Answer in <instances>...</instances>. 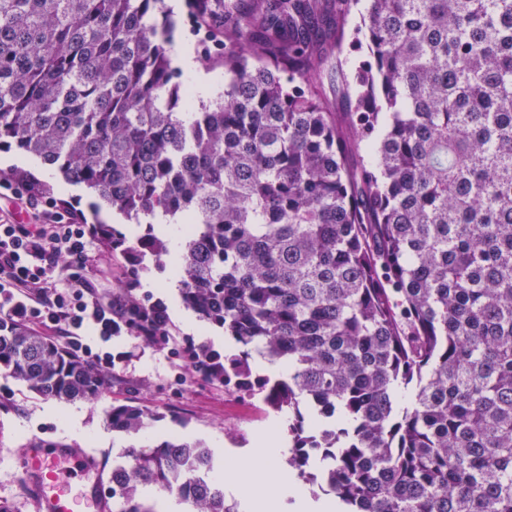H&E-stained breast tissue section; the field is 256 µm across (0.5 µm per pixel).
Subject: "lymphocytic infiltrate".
<instances>
[{
  "instance_id": "lymphocytic-infiltrate-1",
  "label": "lymphocytic infiltrate",
  "mask_w": 512,
  "mask_h": 512,
  "mask_svg": "<svg viewBox=\"0 0 512 512\" xmlns=\"http://www.w3.org/2000/svg\"><path fill=\"white\" fill-rule=\"evenodd\" d=\"M10 196L19 208L51 214V223H0V318L31 325L43 336H64L67 351L110 376L111 352L89 343H104L122 333L112 317V298L101 294L85 276L95 237L90 225L52 212L51 202L33 200L22 188Z\"/></svg>"
}]
</instances>
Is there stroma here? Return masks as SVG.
I'll use <instances>...</instances> for the list:
<instances>
[{"mask_svg":"<svg viewBox=\"0 0 512 512\" xmlns=\"http://www.w3.org/2000/svg\"><path fill=\"white\" fill-rule=\"evenodd\" d=\"M172 267L150 266L139 279L140 293L165 304L174 336H190L208 343L223 354H234L237 344L223 329L198 321L188 330L190 311L179 293L169 291ZM113 353L124 355L97 398L57 402L28 391L20 382L0 373V502L14 512H36L24 489L21 462L32 437L65 440L89 449L113 466L123 459L124 448H151L165 440H200L220 462L248 451L253 434L270 427L278 413L259 399L230 394L195 376H186L181 386L172 379L179 369L167 352L133 336L113 338ZM116 404L146 406L157 414L142 433L126 435L113 431L109 413Z\"/></svg>","mask_w":512,"mask_h":512,"instance_id":"1","label":"stroma"}]
</instances>
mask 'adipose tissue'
Listing matches in <instances>:
<instances>
[{
    "mask_svg": "<svg viewBox=\"0 0 512 512\" xmlns=\"http://www.w3.org/2000/svg\"><path fill=\"white\" fill-rule=\"evenodd\" d=\"M167 48L175 66L190 79L197 96L207 98L218 79L202 68L193 46L176 34ZM281 443L277 431H258L252 448L225 467V490L237 497L244 512H284L288 504L293 512H335V503L312 501L301 491L296 476L280 467Z\"/></svg>",
    "mask_w": 512,
    "mask_h": 512,
    "instance_id": "1",
    "label": "adipose tissue"
}]
</instances>
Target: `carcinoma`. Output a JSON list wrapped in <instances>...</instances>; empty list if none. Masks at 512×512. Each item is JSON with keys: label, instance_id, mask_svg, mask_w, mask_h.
<instances>
[{"label": "carcinoma", "instance_id": "cac0c4a2", "mask_svg": "<svg viewBox=\"0 0 512 512\" xmlns=\"http://www.w3.org/2000/svg\"><path fill=\"white\" fill-rule=\"evenodd\" d=\"M185 0L220 47L224 93L197 112L171 65L163 0H0V149L90 191L144 232L93 225L128 263L112 311L137 336L133 287L188 227L183 304L240 346L185 370L288 414V467L342 512H512V0ZM346 111L319 91L333 56ZM0 179L37 199L25 170ZM168 325L149 345L173 350ZM285 363L261 375L253 351ZM0 372L61 401L100 372L31 327L0 328ZM157 415L112 406V430ZM112 512H239L200 442L130 447Z\"/></svg>", "mask_w": 512, "mask_h": 512}]
</instances>
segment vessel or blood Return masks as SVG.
<instances>
[{"label": "vessel or blood", "mask_w": 512, "mask_h": 512, "mask_svg": "<svg viewBox=\"0 0 512 512\" xmlns=\"http://www.w3.org/2000/svg\"><path fill=\"white\" fill-rule=\"evenodd\" d=\"M72 464L94 475L90 491H70L68 467ZM24 474L33 490L37 512H110L109 501L100 485L103 469L81 449L66 443L58 448L30 449Z\"/></svg>", "instance_id": "obj_1"}]
</instances>
